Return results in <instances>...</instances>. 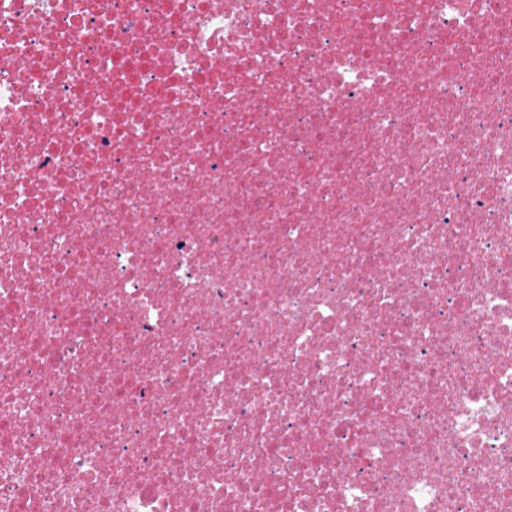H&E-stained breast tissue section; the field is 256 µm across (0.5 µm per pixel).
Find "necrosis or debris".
Here are the masks:
<instances>
[{"label":"necrosis or debris","mask_w":512,"mask_h":512,"mask_svg":"<svg viewBox=\"0 0 512 512\" xmlns=\"http://www.w3.org/2000/svg\"><path fill=\"white\" fill-rule=\"evenodd\" d=\"M0 512H512V0H0Z\"/></svg>","instance_id":"1"}]
</instances>
